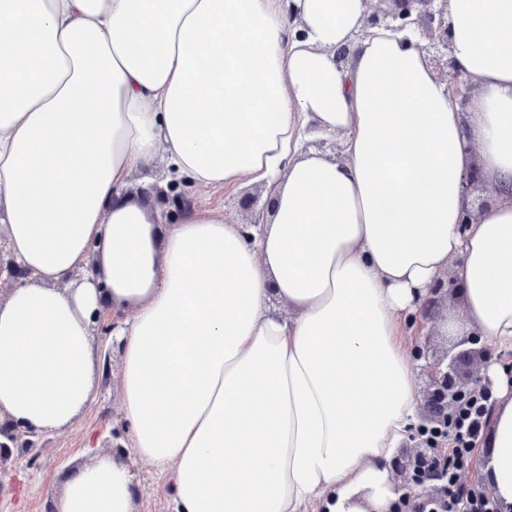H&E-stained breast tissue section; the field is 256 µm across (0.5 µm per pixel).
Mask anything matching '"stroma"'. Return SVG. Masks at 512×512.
<instances>
[{
    "label": "stroma",
    "instance_id": "35a3bbf8",
    "mask_svg": "<svg viewBox=\"0 0 512 512\" xmlns=\"http://www.w3.org/2000/svg\"><path fill=\"white\" fill-rule=\"evenodd\" d=\"M131 183L136 188L158 190L155 203L165 224H175L181 219L170 201L175 191L184 193L195 204L223 210L225 220L234 224L257 220L266 212L269 202L265 187L251 185L242 191H204L189 177L169 173L162 163L134 174ZM245 193L257 199L253 211L248 213L239 207ZM107 438L115 443L128 438L121 414L119 372L115 369L101 374L96 396L78 421L66 429L48 433V443L35 464L13 469L0 483V512H44L52 491L60 487L63 477L85 458L88 449L100 448ZM131 467L136 476L140 512H176L165 479L140 460H132Z\"/></svg>",
    "mask_w": 512,
    "mask_h": 512
}]
</instances>
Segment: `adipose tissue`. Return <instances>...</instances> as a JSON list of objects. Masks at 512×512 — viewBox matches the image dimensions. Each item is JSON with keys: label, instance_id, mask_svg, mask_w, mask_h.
<instances>
[{"label": "adipose tissue", "instance_id": "1", "mask_svg": "<svg viewBox=\"0 0 512 512\" xmlns=\"http://www.w3.org/2000/svg\"><path fill=\"white\" fill-rule=\"evenodd\" d=\"M369 6L0 0V234L29 272L0 301V409L49 432L82 416L98 308L121 349L129 443L56 512H139L132 457L176 512H389L428 286L454 267L455 334L512 349V0H448L464 107L420 34L367 26ZM310 126L342 158L302 151ZM159 161L275 207L161 226L128 190ZM474 171L499 194L466 225ZM490 374L483 476L512 506V379Z\"/></svg>", "mask_w": 512, "mask_h": 512}]
</instances>
